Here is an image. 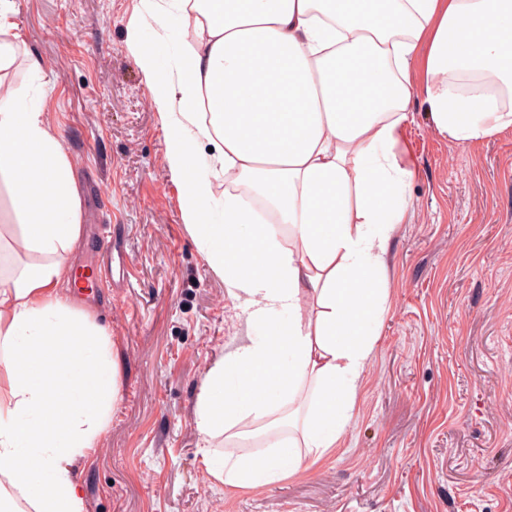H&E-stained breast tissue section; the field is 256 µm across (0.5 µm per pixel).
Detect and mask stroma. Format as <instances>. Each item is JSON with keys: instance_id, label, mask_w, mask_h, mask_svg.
I'll return each mask as SVG.
<instances>
[{"instance_id": "stroma-1", "label": "stroma", "mask_w": 512, "mask_h": 512, "mask_svg": "<svg viewBox=\"0 0 512 512\" xmlns=\"http://www.w3.org/2000/svg\"><path fill=\"white\" fill-rule=\"evenodd\" d=\"M161 0H14L20 47L6 88L44 97L85 181L72 263L120 256L123 277L77 308L117 343L121 399L79 475L87 512H512V129L459 146L423 96L397 153L414 172L388 258L390 307L327 457L287 481L225 493L192 423L206 371L249 334L198 251L165 159L154 88L127 51Z\"/></svg>"}]
</instances>
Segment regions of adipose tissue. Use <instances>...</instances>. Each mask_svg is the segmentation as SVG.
<instances>
[{
    "instance_id": "obj_1",
    "label": "adipose tissue",
    "mask_w": 512,
    "mask_h": 512,
    "mask_svg": "<svg viewBox=\"0 0 512 512\" xmlns=\"http://www.w3.org/2000/svg\"><path fill=\"white\" fill-rule=\"evenodd\" d=\"M12 12L0 0V77L20 61L42 78L41 58L17 55ZM155 21L185 33L173 64L137 36L127 50L155 88L183 221L263 330L208 370L193 422L217 484L264 488L325 458L353 416L409 206L396 148L412 100L425 93L432 126L460 145L512 128V0H174ZM220 174L277 223L243 196L216 199ZM0 186L22 247L0 234V512H87L78 471L122 370L61 291L84 206L42 97L0 90ZM291 405L305 409L296 433L231 454L242 421L266 433Z\"/></svg>"
}]
</instances>
